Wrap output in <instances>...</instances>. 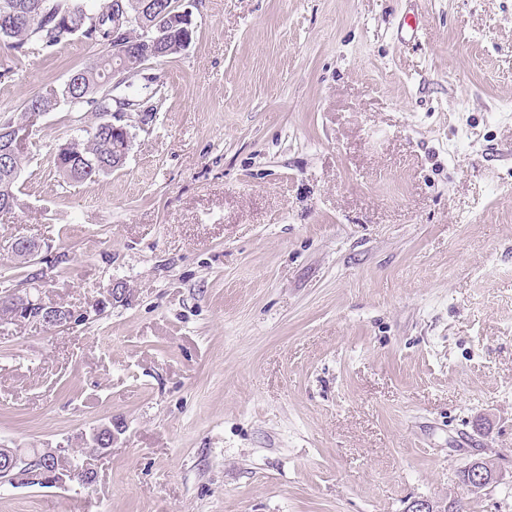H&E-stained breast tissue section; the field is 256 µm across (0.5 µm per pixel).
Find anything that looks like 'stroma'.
I'll return each instance as SVG.
<instances>
[{
  "label": "stroma",
  "instance_id": "obj_1",
  "mask_svg": "<svg viewBox=\"0 0 512 512\" xmlns=\"http://www.w3.org/2000/svg\"><path fill=\"white\" fill-rule=\"evenodd\" d=\"M191 10L112 91L157 79L123 168L63 182L71 112L30 128L0 291L28 237L59 260L32 295L78 319L0 323V444L116 440L90 487L2 484L0 512H512V0ZM100 51L31 55L0 120ZM163 21L165 23V28L169 32L179 27L182 32V42L184 45H187L192 36V19L191 14L187 10H180L176 12H172L168 14L166 11L163 13ZM491 465L487 459L477 458L465 467L462 481L471 492H481L500 481V471L492 461Z\"/></svg>",
  "mask_w": 512,
  "mask_h": 512
}]
</instances>
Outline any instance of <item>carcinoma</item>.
Here are the masks:
<instances>
[{
	"label": "carcinoma",
	"mask_w": 512,
	"mask_h": 512,
	"mask_svg": "<svg viewBox=\"0 0 512 512\" xmlns=\"http://www.w3.org/2000/svg\"><path fill=\"white\" fill-rule=\"evenodd\" d=\"M172 2L159 0L158 12L152 14L140 11L141 0H103L100 4L91 0H0V42L14 52L18 61L37 51H49L75 35L103 47L114 41L135 47L145 32L161 25L159 16ZM122 15L133 17V22L118 28L115 22ZM121 64L122 59L102 54L96 65L82 68L79 83L69 89L63 84L33 95L24 105L27 114L43 101L57 98L78 113L77 121L88 112L96 118L93 131L77 128V142L67 154L55 155L54 164L68 181L91 182L121 168L112 160V129L100 125L112 112V99L102 96L101 83L113 67ZM21 166L22 157L18 156L11 166L0 167V197H12L15 205Z\"/></svg>",
	"instance_id": "carcinoma-1"
}]
</instances>
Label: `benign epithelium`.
Here are the masks:
<instances>
[{"instance_id": "obj_1", "label": "benign epithelium", "mask_w": 512, "mask_h": 512, "mask_svg": "<svg viewBox=\"0 0 512 512\" xmlns=\"http://www.w3.org/2000/svg\"><path fill=\"white\" fill-rule=\"evenodd\" d=\"M165 28L172 31L176 28L182 32L183 44H188L192 36V19L187 10L170 14L163 13ZM157 39L150 38L139 49L135 50L125 44L112 46V52L124 57L137 56L140 60L153 57L156 54ZM39 113H30L27 121L18 126H5L0 129V143H6L5 149H0V164L9 163L10 159L23 152V142L29 135L31 123ZM152 117L150 112H141L137 118H132L129 112H114L109 124L112 126V136L120 141L117 154L127 159L136 136V129L146 126ZM12 252L28 265H37L39 276L45 278L51 266H43L45 258L40 256L39 247L23 236L16 238L11 244ZM1 301L14 305V315L19 321L49 322L56 327L65 328L71 325L74 315L65 308L34 299L28 294L7 291L0 296ZM88 437L94 439L95 448L92 454L80 463H74L69 457V449L59 445L55 448H8L0 446V477L8 483L28 484L40 480L55 487L67 488L77 483L85 488L93 481L97 461L104 457L115 436L112 424H102L91 430ZM500 471L491 466L488 460L477 458L469 463L462 473V481L472 492H481L500 481Z\"/></svg>"}]
</instances>
